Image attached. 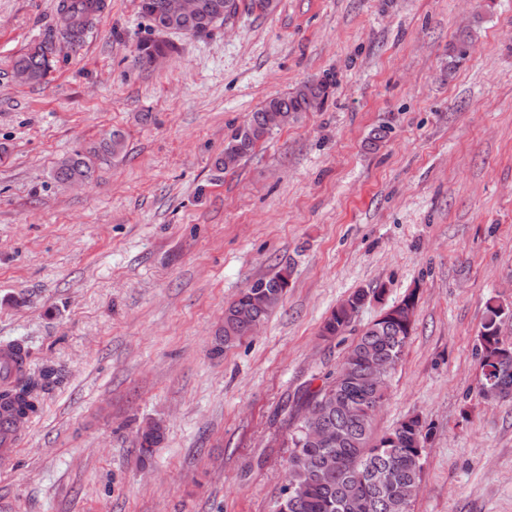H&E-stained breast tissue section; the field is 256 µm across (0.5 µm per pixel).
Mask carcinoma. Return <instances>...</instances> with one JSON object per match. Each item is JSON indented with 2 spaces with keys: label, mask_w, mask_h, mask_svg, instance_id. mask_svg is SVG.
I'll return each instance as SVG.
<instances>
[{
  "label": "carcinoma",
  "mask_w": 512,
  "mask_h": 512,
  "mask_svg": "<svg viewBox=\"0 0 512 512\" xmlns=\"http://www.w3.org/2000/svg\"><path fill=\"white\" fill-rule=\"evenodd\" d=\"M98 0H62L58 6L59 21L45 36L13 62V72L29 73L27 84H39L52 68L55 44L66 41L81 43L90 12ZM250 12L268 14L277 8V0H238ZM181 34L208 35L212 29L196 20L176 23ZM175 49L172 42L146 39L137 45L135 60L147 66L156 55H167ZM335 85V77L302 82L286 96L267 100L249 113L224 144L217 165L229 170L250 155L273 128L268 124V110L283 109L278 127L299 120L305 112L321 110ZM124 151V138L114 132L108 138L90 143L63 158L55 167L54 178L61 184L90 179L97 169L119 157ZM290 271L282 269L271 276L259 278L243 289L224 309V328L214 347L221 355L224 348L251 335L252 325L264 321L279 305L288 288ZM416 306V292L406 294L394 304L397 316L371 322L350 345L333 378L322 387L306 389L304 407L322 404L326 412L321 420L337 435L331 444H314L304 440L301 428L307 422L303 414L288 430L291 453L288 468L295 472L291 489L283 490L275 512H388L386 498L400 485L419 486L421 453L431 429L425 428L417 416L409 417L381 436L373 432L376 408L384 398V386L375 387L367 378L365 360L377 358L386 371H393L400 362L412 327L405 321L406 308ZM512 314L509 307L490 299L477 336L475 354L480 367L491 366L490 374H482L480 393L486 399L512 395V344H506L488 331L502 318ZM353 315L343 305L334 308L324 319L321 335L334 338L344 335ZM54 381V371L39 374L17 371L14 378L0 387V414L7 411L20 422L37 412L41 393ZM164 435L162 424L156 423L147 432L137 433L135 447L140 461L152 456Z\"/></svg>",
  "instance_id": "cac0c4a2"
}]
</instances>
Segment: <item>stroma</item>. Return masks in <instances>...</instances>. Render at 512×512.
<instances>
[{
    "mask_svg": "<svg viewBox=\"0 0 512 512\" xmlns=\"http://www.w3.org/2000/svg\"><path fill=\"white\" fill-rule=\"evenodd\" d=\"M58 2L0 0V343L55 372L0 459V512H274L298 397L411 291L375 418L432 430L410 512H512V399L480 395L474 350L487 300L512 305V0H280L174 36L153 67L134 63L152 35L138 0H106L45 82L19 84ZM326 72L322 110L216 168L248 112ZM115 130L124 156L55 182ZM283 268L279 307L214 355L227 303ZM151 421L165 437L142 463ZM384 292V288H362L354 291L352 294L348 296V301L350 302L351 306L354 307L357 305L353 310V315L351 314L349 309L346 308L343 304H340V306H336V308H334L329 313V315L324 319L321 326V335L326 338L343 336L350 327L353 316L355 317L359 310L363 307L359 306L358 304L363 303L365 300L367 301L371 293H380L382 295L384 294Z\"/></svg>",
    "mask_w": 512,
    "mask_h": 512,
    "instance_id": "stroma-1",
    "label": "stroma"
}]
</instances>
